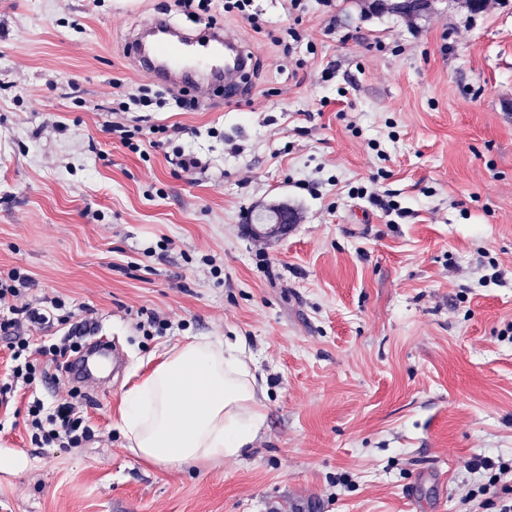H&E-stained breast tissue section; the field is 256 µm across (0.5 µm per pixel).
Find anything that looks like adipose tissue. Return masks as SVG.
<instances>
[{
    "label": "adipose tissue",
    "instance_id": "ef3b65f1",
    "mask_svg": "<svg viewBox=\"0 0 512 512\" xmlns=\"http://www.w3.org/2000/svg\"><path fill=\"white\" fill-rule=\"evenodd\" d=\"M265 398L244 339L201 336L173 346L123 394L117 425L127 450L145 462L217 463L256 442Z\"/></svg>",
    "mask_w": 512,
    "mask_h": 512
}]
</instances>
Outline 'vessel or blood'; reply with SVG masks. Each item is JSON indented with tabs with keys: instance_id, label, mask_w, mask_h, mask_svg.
<instances>
[{
	"instance_id": "vessel-or-blood-1",
	"label": "vessel or blood",
	"mask_w": 512,
	"mask_h": 512,
	"mask_svg": "<svg viewBox=\"0 0 512 512\" xmlns=\"http://www.w3.org/2000/svg\"><path fill=\"white\" fill-rule=\"evenodd\" d=\"M125 57L132 68L170 87L181 86L188 72L206 75L208 82L200 89L205 98L217 90L232 96L244 91L240 72L249 69L252 61L250 51L242 44L226 41L222 29L189 33L175 29L161 17L152 18L129 37Z\"/></svg>"
}]
</instances>
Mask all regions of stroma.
Instances as JSON below:
<instances>
[{
	"instance_id": "obj_1",
	"label": "stroma",
	"mask_w": 512,
	"mask_h": 512,
	"mask_svg": "<svg viewBox=\"0 0 512 512\" xmlns=\"http://www.w3.org/2000/svg\"><path fill=\"white\" fill-rule=\"evenodd\" d=\"M302 4L254 8L306 34L303 68L226 19L255 56L248 96L128 113L159 128L134 153L110 130L115 85L149 80L128 36L206 16L0 0V272L26 273L34 305L80 308L125 354L83 390L82 447L32 443L24 425L55 380L0 408V512H461L491 477L469 460L512 463V0L475 15L433 0L413 22ZM179 149L206 169L172 165ZM280 203L297 214L287 234L253 227ZM150 314L169 329L145 335ZM187 336L248 342L262 438L219 464L153 466L125 448L121 396Z\"/></svg>"
}]
</instances>
